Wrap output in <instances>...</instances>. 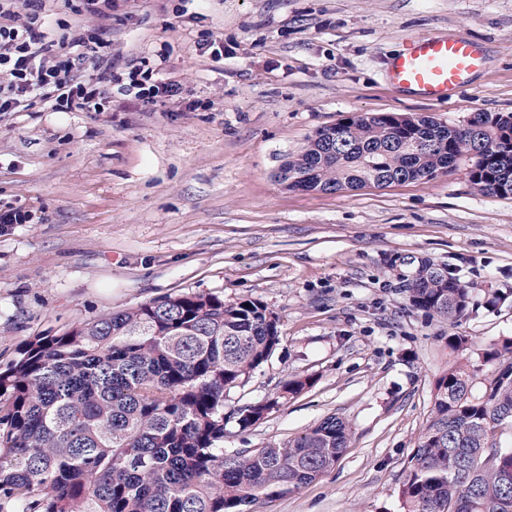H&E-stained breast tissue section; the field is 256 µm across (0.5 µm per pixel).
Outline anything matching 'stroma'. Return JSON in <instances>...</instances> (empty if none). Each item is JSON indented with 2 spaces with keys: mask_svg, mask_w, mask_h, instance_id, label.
<instances>
[{
  "mask_svg": "<svg viewBox=\"0 0 512 512\" xmlns=\"http://www.w3.org/2000/svg\"><path fill=\"white\" fill-rule=\"evenodd\" d=\"M75 2L46 4L61 32L99 34L113 71L150 61L189 97L145 105L110 88L100 112H0V209L31 215L0 230V368L33 337L167 295L260 300L280 342L224 411L277 404L228 423L225 450L282 445L329 416L352 437L332 469L251 512H402L437 379H490L482 352L512 339V196L474 189L464 158L335 194L286 189L278 170L352 115L512 113V0H116L108 21ZM418 35L477 41L486 66L447 102L394 91L388 63ZM425 263L469 288L466 318L411 305ZM287 378L309 385L278 398ZM276 403V401H268L265 403H256L238 408L236 412L229 417L235 419L240 429H247L261 420L264 414Z\"/></svg>",
  "mask_w": 512,
  "mask_h": 512,
  "instance_id": "stroma-1",
  "label": "stroma"
}]
</instances>
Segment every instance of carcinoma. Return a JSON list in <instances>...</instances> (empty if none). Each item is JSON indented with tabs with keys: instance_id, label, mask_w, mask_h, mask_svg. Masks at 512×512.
Segmentation results:
<instances>
[{
	"instance_id": "obj_1",
	"label": "carcinoma",
	"mask_w": 512,
	"mask_h": 512,
	"mask_svg": "<svg viewBox=\"0 0 512 512\" xmlns=\"http://www.w3.org/2000/svg\"><path fill=\"white\" fill-rule=\"evenodd\" d=\"M469 157L468 181L512 195V113L463 125L422 114L363 113L325 126L284 157L280 181L302 191L434 179ZM413 307L456 322L469 312L459 279L420 270ZM278 320L261 301L183 293L36 336L0 371V512H250L315 481L348 446L330 416L286 445L224 452V393L265 363ZM494 377L451 369L400 490L403 512H512V448L488 446L512 422V339L483 353ZM274 402L233 413L241 429Z\"/></svg>"
}]
</instances>
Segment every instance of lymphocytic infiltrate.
I'll list each match as a JSON object with an SVG mask.
<instances>
[{
  "mask_svg": "<svg viewBox=\"0 0 512 512\" xmlns=\"http://www.w3.org/2000/svg\"><path fill=\"white\" fill-rule=\"evenodd\" d=\"M44 0H24V20L5 23L14 0H0V112H98L105 95L103 74L74 80L72 70L93 60L98 36L52 37L47 30ZM127 94L148 104L162 98L183 99L179 83L160 82L153 69L133 68L124 86Z\"/></svg>",
  "mask_w": 512,
  "mask_h": 512,
  "instance_id": "f902f5d3",
  "label": "lymphocytic infiltrate"
}]
</instances>
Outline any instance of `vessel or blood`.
<instances>
[{"mask_svg": "<svg viewBox=\"0 0 512 512\" xmlns=\"http://www.w3.org/2000/svg\"><path fill=\"white\" fill-rule=\"evenodd\" d=\"M484 66L482 47L469 38L419 36L391 59L387 77L393 89L437 103L468 87Z\"/></svg>", "mask_w": 512, "mask_h": 512, "instance_id": "b4317fda", "label": "vessel or blood"}]
</instances>
